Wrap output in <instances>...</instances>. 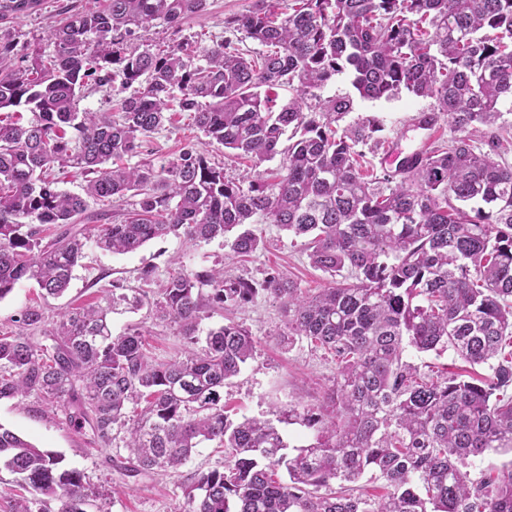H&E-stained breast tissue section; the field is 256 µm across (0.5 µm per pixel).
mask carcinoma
Here are the masks:
<instances>
[{
    "label": "carcinoma",
    "mask_w": 512,
    "mask_h": 512,
    "mask_svg": "<svg viewBox=\"0 0 512 512\" xmlns=\"http://www.w3.org/2000/svg\"><path fill=\"white\" fill-rule=\"evenodd\" d=\"M39 2L0 0V20ZM97 2L65 16L49 34L53 54L25 66L0 34V112L14 113L0 119V300L23 281L63 295L90 241L127 254L169 235L222 238L250 256L263 246L252 224L304 238L311 265L333 281L309 294L280 273H171L151 305L185 344L164 361L146 354L142 331L114 336L108 321L147 299L153 267L133 295L114 283L108 306L66 310L49 329L32 305L26 332L0 336V400L34 394L100 445L121 439L131 478L175 472L216 443L224 466L197 475L185 512H512V464L479 482L465 470L489 449L512 453V358L500 356L512 338V166L502 161L512 136H491L486 151L475 141L512 99V0H254L224 21L236 40L158 51L134 44L137 33L157 19L178 27L207 0ZM247 39L265 47L259 57L239 48ZM344 74L362 99H433L448 143L393 172L363 169L358 147L376 120L343 126L353 98L322 95ZM117 80L140 89L116 113L78 110L88 83ZM282 85L297 96L279 105L271 90ZM175 107L193 113L207 144L254 169L277 158L279 172L236 180L193 145L159 165L123 164ZM56 166L89 176L85 195L55 187ZM89 198L132 203L110 224H79ZM345 269L352 281L336 280ZM261 295L281 304L284 343L305 338L337 357L317 407L280 411L278 422L315 432L292 456L271 421L226 414L224 386L253 359L250 329L231 320L199 336L206 308ZM408 347L451 349L487 373L426 378L404 360ZM0 467L23 490L13 512L47 499L85 512L97 497L62 455L2 426ZM369 472L386 483L378 499L357 486ZM337 480L350 487L332 489Z\"/></svg>",
    "instance_id": "cac0c4a2"
}]
</instances>
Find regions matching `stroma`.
I'll list each match as a JSON object with an SVG mask.
<instances>
[{
    "label": "stroma",
    "instance_id": "35a3bbf8",
    "mask_svg": "<svg viewBox=\"0 0 512 512\" xmlns=\"http://www.w3.org/2000/svg\"><path fill=\"white\" fill-rule=\"evenodd\" d=\"M87 4L88 0H40L31 12L0 22V33L7 31L14 36L17 55L36 51L48 55L54 50L47 40L48 31L56 25L61 11L71 6L81 9ZM252 5L253 0H208L203 14L188 17L180 27L154 21L141 41L155 48L186 40L210 45L228 37L225 18L247 12ZM432 106V99L406 92L389 100L355 98L346 121L352 124L377 119L382 126L379 139L384 140L386 146L408 152L415 149L421 139L422 132L415 126L419 114L430 111ZM202 139L188 114L175 112L170 121L144 143L141 155L164 161L178 154L184 145ZM254 231L262 238L264 246L245 261L232 259L229 247L220 238L191 245L171 235L126 255L87 246L85 257L75 267L63 296L42 297L34 282L24 281L0 300V334L22 332L20 316L28 306H41L46 319L52 321L66 308L103 301L113 282L137 287L139 272L146 266L156 267L158 277L163 279L174 271L208 269L224 263L233 275L257 282L268 273H281L306 293L329 286L330 277L310 265L303 239L273 224L255 225ZM109 318L113 335L135 328L142 331L147 353L154 359H165L183 345L175 327L154 318L150 304L136 309L119 307ZM231 319L245 323L256 341L254 359L224 388V404L231 420L258 417L273 421L279 410L288 406L319 404L336 374L333 354L313 348L304 340L285 347L281 341L285 318L273 298L261 297L239 308L204 313L200 328L205 331ZM0 425L38 447L62 454L69 467L82 471L87 481L103 491L105 497L99 507L88 508L87 512H179L185 502L184 490L194 477L220 467L224 460L221 449L205 443L176 473L150 474L135 479L125 477L117 464L125 460L126 449L103 448L92 443L88 430L70 425L61 408L46 406L33 396L21 403L1 400Z\"/></svg>",
    "mask_w": 512,
    "mask_h": 512
}]
</instances>
